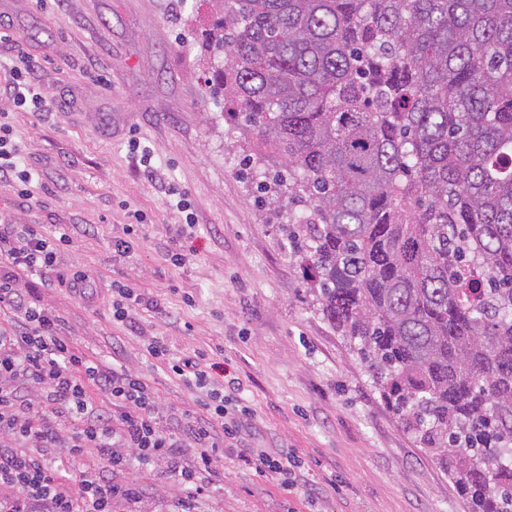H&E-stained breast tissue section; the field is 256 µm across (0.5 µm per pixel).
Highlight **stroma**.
I'll list each match as a JSON object with an SVG mask.
<instances>
[{
	"label": "stroma",
	"mask_w": 512,
	"mask_h": 512,
	"mask_svg": "<svg viewBox=\"0 0 512 512\" xmlns=\"http://www.w3.org/2000/svg\"><path fill=\"white\" fill-rule=\"evenodd\" d=\"M210 20L207 0H0V21L17 37L14 51L0 52V86L24 56L52 102L44 116L0 98L25 166L39 175L24 207L0 182V221L40 224L49 237L80 225L59 267L91 276L88 298L61 285L35 287L32 297L65 319L78 350L141 376L173 419L194 413L199 394L145 346L156 336L174 358L206 351L238 381L226 406L247 412L255 445L303 467L306 483L290 493L239 449H224L201 477L199 512H466L446 469L323 319L285 217L259 207L241 153L227 152L239 132L203 93L197 47ZM133 137L152 151L153 174L131 158ZM172 186L186 192L195 228H182ZM134 210L144 220L130 235ZM127 236L133 248L117 256L113 245ZM175 251L185 255L178 266L168 259ZM122 286L153 303L138 309L135 332L112 316V291ZM194 466L187 449L175 462L113 477H135L146 512H179L178 472Z\"/></svg>",
	"instance_id": "obj_1"
}]
</instances>
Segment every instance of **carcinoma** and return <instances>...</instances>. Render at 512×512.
I'll list each match as a JSON object with an SVG mask.
<instances>
[{"label":"carcinoma","instance_id":"obj_1","mask_svg":"<svg viewBox=\"0 0 512 512\" xmlns=\"http://www.w3.org/2000/svg\"><path fill=\"white\" fill-rule=\"evenodd\" d=\"M204 84L336 332L512 512V0H209Z\"/></svg>","mask_w":512,"mask_h":512}]
</instances>
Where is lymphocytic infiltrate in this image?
<instances>
[{"label": "lymphocytic infiltrate", "instance_id": "f902f5d3", "mask_svg": "<svg viewBox=\"0 0 512 512\" xmlns=\"http://www.w3.org/2000/svg\"><path fill=\"white\" fill-rule=\"evenodd\" d=\"M35 61L12 70L1 93L18 108L46 112L50 102L36 81ZM21 146L9 122L0 120V181L12 182L20 203L33 199V173L20 165ZM72 228L48 241L33 224L0 225V512H112L116 501L142 499L135 481L112 478L113 467L128 470L155 466L192 448L194 470L181 474V512H197L203 489L197 475L210 471L220 444L236 439L241 420L228 416L222 389L217 388L203 354L174 362L171 370L189 387L201 390L202 413L172 430L165 426L149 385L138 375L78 351L65 320L36 306L23 280L38 278L50 288L63 283L81 293L86 271L73 268L56 276L58 255L73 242ZM98 390L111 402L103 409L92 399ZM69 457L93 449L95 467L83 468L76 482L59 475L52 453ZM256 469L279 477L285 489L300 487L302 465L294 458L253 449Z\"/></svg>", "mask_w": 512, "mask_h": 512}]
</instances>
